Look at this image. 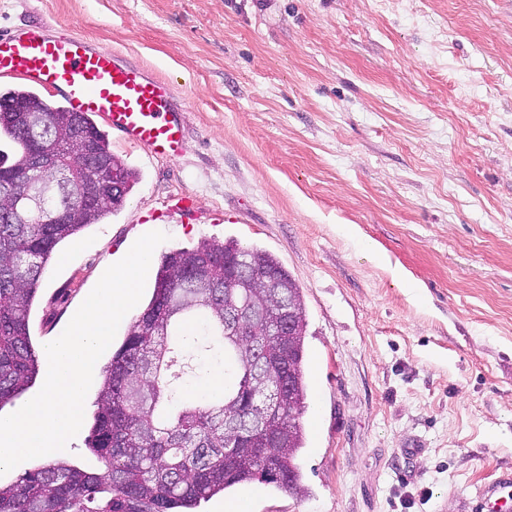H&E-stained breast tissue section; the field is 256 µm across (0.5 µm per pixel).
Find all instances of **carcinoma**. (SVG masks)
I'll use <instances>...</instances> for the list:
<instances>
[{
	"label": "carcinoma",
	"mask_w": 512,
	"mask_h": 512,
	"mask_svg": "<svg viewBox=\"0 0 512 512\" xmlns=\"http://www.w3.org/2000/svg\"><path fill=\"white\" fill-rule=\"evenodd\" d=\"M0 102L21 103L23 112H0V136L16 142L26 156L35 139L57 136L73 115L92 137L97 154L107 157L131 191L137 174L112 153L106 135L86 114L65 108L25 87L0 92ZM61 164L73 169L66 187L31 207L22 186L0 208V405L27 389L39 373L29 317L41 278L60 243L118 211L125 198H112L104 178L78 160V147L56 141ZM101 193L92 208L70 205L77 190ZM69 210L60 224L58 209ZM236 252L275 273L289 286L295 309L293 353L267 326L235 343L224 335V290L206 288L189 276L199 263L224 282V254ZM239 303L270 301L256 288L232 289ZM307 312L301 289L281 261L262 249H243L234 240L206 241L163 255L152 297L132 323L120 348L102 370L89 449L104 463L89 472L63 459L49 460L0 485V512H192L202 500L238 484L258 481L302 492L297 456L305 444V332ZM270 357L262 378L247 374L256 352ZM208 359L232 363L220 395L204 402L184 394L186 380L203 378ZM278 402L282 416L275 430L279 448H243L224 429L241 415L257 425L260 409Z\"/></svg>",
	"instance_id": "carcinoma-1"
}]
</instances>
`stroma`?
<instances>
[{"instance_id":"obj_1","label":"stroma","mask_w":512,"mask_h":512,"mask_svg":"<svg viewBox=\"0 0 512 512\" xmlns=\"http://www.w3.org/2000/svg\"><path fill=\"white\" fill-rule=\"evenodd\" d=\"M29 22L186 107L179 156L108 133L138 181L59 245L34 346L143 234L266 249L308 314L305 492L249 482L197 512H481L512 472V0H0V32ZM97 393L60 453L90 472Z\"/></svg>"}]
</instances>
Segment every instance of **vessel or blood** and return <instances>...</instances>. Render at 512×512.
I'll return each instance as SVG.
<instances>
[{
  "mask_svg": "<svg viewBox=\"0 0 512 512\" xmlns=\"http://www.w3.org/2000/svg\"><path fill=\"white\" fill-rule=\"evenodd\" d=\"M0 76L52 90L70 110L101 117L125 142L150 153L182 150L185 109L166 82L96 51L82 34H53L41 22L0 34Z\"/></svg>",
  "mask_w": 512,
  "mask_h": 512,
  "instance_id": "b4317fda",
  "label": "vessel or blood"
}]
</instances>
